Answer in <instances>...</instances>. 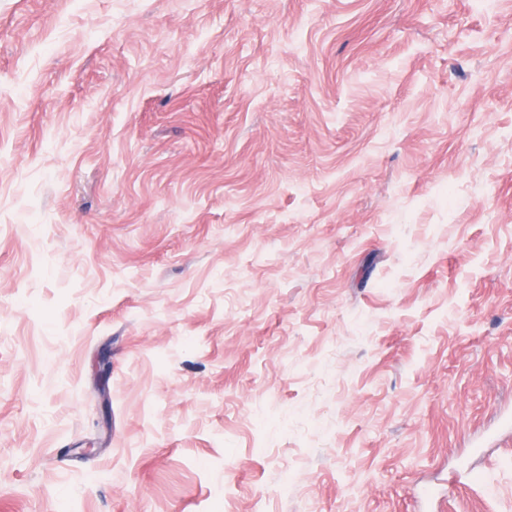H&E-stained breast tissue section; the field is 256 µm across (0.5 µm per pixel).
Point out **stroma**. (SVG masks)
Masks as SVG:
<instances>
[{"label": "stroma", "mask_w": 512, "mask_h": 512, "mask_svg": "<svg viewBox=\"0 0 512 512\" xmlns=\"http://www.w3.org/2000/svg\"><path fill=\"white\" fill-rule=\"evenodd\" d=\"M506 414L512 0H0V512H512Z\"/></svg>", "instance_id": "1"}]
</instances>
